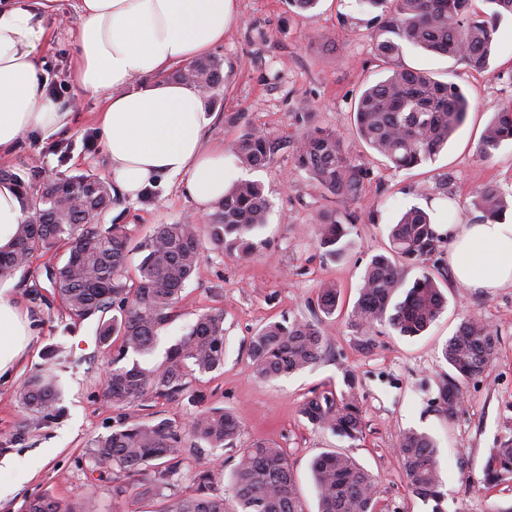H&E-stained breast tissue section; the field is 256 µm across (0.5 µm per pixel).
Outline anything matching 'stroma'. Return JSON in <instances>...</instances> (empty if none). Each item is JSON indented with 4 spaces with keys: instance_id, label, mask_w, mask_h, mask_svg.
<instances>
[{
    "instance_id": "stroma-1",
    "label": "stroma",
    "mask_w": 512,
    "mask_h": 512,
    "mask_svg": "<svg viewBox=\"0 0 512 512\" xmlns=\"http://www.w3.org/2000/svg\"><path fill=\"white\" fill-rule=\"evenodd\" d=\"M77 5L78 0H56L53 12L44 18L49 36L41 46L48 82L58 89L56 103L70 109L73 123L48 138L25 134L12 149L0 152V169L111 177L97 130L103 102L70 78ZM345 15L354 19L347 29L339 25ZM367 20L357 0H319L313 11L302 14L288 0H232L224 41L211 51L223 65L224 83L210 96L215 116L208 139L227 146L248 129L280 139V150L265 166L237 169L239 178L262 185L271 204L269 222L250 256L205 247L171 322L139 362L145 367L162 362L199 313L222 309V370L192 380V390L202 397L200 405L160 402L155 406L160 414L181 423L200 408L233 412L241 425L237 447L269 440L287 451L309 512L317 508L310 461L331 448L351 453L376 477L381 512H432V503L410 492L396 452L403 431H423L440 451L443 512H498L512 505V476L489 483L484 467L491 449L512 438V287L484 292L461 286L443 251L406 269L410 281L423 272L433 273L448 301L423 334L402 336L381 323L365 346L349 327L347 315L372 256L389 250L388 227L403 210L415 205L432 222L470 224L477 217V188L492 185L512 196V141L503 142L487 160L477 152L486 124L498 109L512 103V17L500 22L494 55L482 72L445 56L405 48L404 65L460 85L470 101L467 119L447 148L435 161L408 170L374 155L354 124L358 94L387 75L373 56ZM304 112L311 113L315 124L340 134L353 164L369 168L358 199L331 194L296 170L293 146ZM89 140L94 143L90 149L85 146ZM356 207L374 210L375 223L352 228V246L344 259L325 257L316 244L318 214ZM198 218L192 199L161 184L141 198L114 203L103 221L126 225L134 244L128 261L133 271L143 257L139 245L156 225L194 223ZM64 259L63 250H53L35 259L28 271L0 278V287L8 286L32 326L29 346L12 376L0 377V444L8 447L0 454V486L8 490L0 497V512H24L30 500L43 494L72 506L90 496L98 512H162L165 503L155 496L134 494L114 502L110 477L102 476L86 454L92 439L111 432L116 416L102 397L111 356L99 343L97 319L71 321L53 296L45 267ZM32 280L43 294L37 301L25 292L26 282ZM326 282L335 283L339 294L330 316L318 306L319 289ZM469 314L491 324L499 343L491 366L480 376L461 381L462 404L451 418L439 400V381L451 372L443 348ZM285 318L320 323L328 345L314 366L260 381L250 366L249 339L267 323ZM46 364L63 388L62 414L16 439L26 418L19 404L20 389L36 368ZM348 372L357 380L364 419L363 437L354 443L314 428L300 413L312 392L344 390Z\"/></svg>"
}]
</instances>
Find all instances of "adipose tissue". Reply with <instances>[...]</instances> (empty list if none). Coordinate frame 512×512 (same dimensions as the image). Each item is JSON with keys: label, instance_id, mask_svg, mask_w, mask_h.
I'll list each match as a JSON object with an SVG mask.
<instances>
[{"label": "adipose tissue", "instance_id": "adipose-tissue-1", "mask_svg": "<svg viewBox=\"0 0 512 512\" xmlns=\"http://www.w3.org/2000/svg\"><path fill=\"white\" fill-rule=\"evenodd\" d=\"M231 0H80L71 77L101 96L98 125L113 198L137 199L160 180H178L201 211L231 184L222 146L205 128L210 95L168 78L175 66L205 57L224 40ZM48 30L26 0L0 7V151L31 131L66 127L69 112L46 93L39 47ZM450 242L449 263L465 287L512 286V222L437 224ZM30 323L0 289V374L28 346Z\"/></svg>", "mask_w": 512, "mask_h": 512}]
</instances>
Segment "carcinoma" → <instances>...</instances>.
I'll list each match as a JSON object with an SVG mask.
<instances>
[{
  "mask_svg": "<svg viewBox=\"0 0 512 512\" xmlns=\"http://www.w3.org/2000/svg\"><path fill=\"white\" fill-rule=\"evenodd\" d=\"M374 24V56L389 71L382 81L366 87L355 107L360 138L387 163L410 169L435 160L451 136L465 123L468 100L460 87L434 80L425 70L401 62L406 47L446 55L469 68L482 71L489 65L497 24L512 15V0H483L487 9H472L471 0H358ZM172 77L185 82L202 80L213 90L224 83L222 63L215 57L198 60L176 70ZM512 140V105L495 113L485 127L479 156L489 159L503 142ZM278 138L246 131L230 151L246 166L261 167L279 150ZM295 167L319 187L352 199L360 196L369 172L353 164L339 134L330 128L302 121L294 146ZM0 181L13 183L25 212L34 222L18 225L11 245L0 249V277L26 269L33 257L52 249L68 253L62 264L46 270L51 288L69 317L98 320V336L112 350V367L104 380V400L118 411L117 427L91 440L87 455L94 464L112 470V499L120 502L135 485L164 497V512H306L286 451L271 442L238 448V462L228 479L233 509L224 498L210 493L217 468L190 472L184 469L186 448H232L240 434L239 422L224 409L196 413L177 423L152 412H129L160 401H197L191 391L194 374L224 366V312L213 308L198 315L195 323L152 367L138 361L124 363L128 353L150 352L159 330L172 317L181 293L197 269L202 253L200 236L206 235L216 250L249 256L257 249V234L268 224L269 202L261 188L241 181L224 194L222 202L207 213L208 223L160 224L141 245L145 252L137 266L136 283L124 281L129 236L125 225H101L112 206V184L95 174L45 179L32 170L21 175L0 170ZM480 221H499L509 204L493 186L475 192ZM374 221V214L322 211L318 214L317 244L325 255L339 259L351 247L349 234L355 224ZM391 256L376 255L368 263L359 285V297L350 314L356 335L365 338L376 324L386 322L402 336L425 331L445 307V296L431 273L405 286L399 264L407 266L435 254L443 237L428 214L419 207L406 209L390 227ZM403 300L395 303L398 291ZM320 307L328 315L336 308V285L320 289ZM114 315H109V312ZM498 332L474 315L464 317L448 339L443 357L455 376L442 381L440 399L452 417L461 403L458 380L486 371L496 351ZM327 336L308 321L273 322L255 333L248 345L254 374L273 379L299 372L323 355ZM347 390H326L308 398L301 414L313 426L356 442L363 437V414L356 380L344 374ZM60 392L50 370L31 375L19 394L28 413L26 427L36 428L59 415ZM411 493L434 502L442 512L443 480L434 439L425 432L407 430L398 441ZM311 475L317 512H380L374 476L350 454L331 449L313 458ZM486 476L500 480L512 475V439L491 450ZM191 477L196 494L183 496L179 482ZM25 512H98L96 500L84 497L78 508L51 495L30 501Z\"/></svg>",
  "mask_w": 512,
  "mask_h": 512,
  "instance_id": "cac0c4a2",
  "label": "carcinoma"
}]
</instances>
